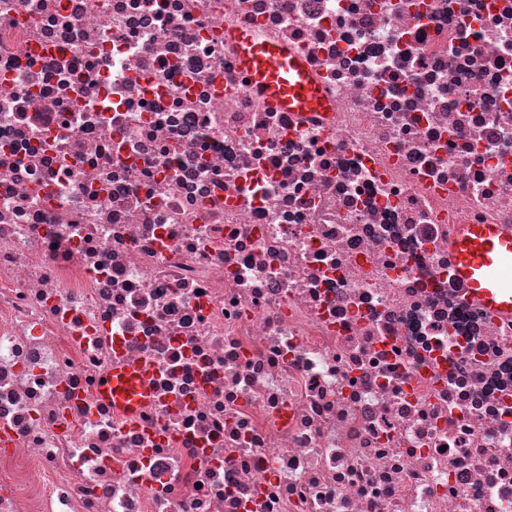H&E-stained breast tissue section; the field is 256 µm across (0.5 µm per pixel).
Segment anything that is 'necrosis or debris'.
Returning <instances> with one entry per match:
<instances>
[{
    "mask_svg": "<svg viewBox=\"0 0 512 512\" xmlns=\"http://www.w3.org/2000/svg\"><path fill=\"white\" fill-rule=\"evenodd\" d=\"M460 224L512 226V0H0V512H512ZM239 65L247 86L264 100L286 112H326L330 99L312 82L306 61L287 47L258 41L251 35L237 37ZM150 370L146 365L113 369L103 389L112 403L127 412L134 411L149 394Z\"/></svg>",
    "mask_w": 512,
    "mask_h": 512,
    "instance_id": "1",
    "label": "necrosis or debris"
}]
</instances>
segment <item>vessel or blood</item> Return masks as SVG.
Instances as JSON below:
<instances>
[{
  "label": "vessel or blood",
  "instance_id": "vessel-or-blood-1",
  "mask_svg": "<svg viewBox=\"0 0 512 512\" xmlns=\"http://www.w3.org/2000/svg\"><path fill=\"white\" fill-rule=\"evenodd\" d=\"M239 65L247 85L271 106L286 112H324L330 100L312 82L306 61L287 47L259 41L242 33L237 37ZM455 273L469 294L487 310L512 318V229L498 224H467L454 236ZM146 365L113 369L104 391L125 411H134L149 394Z\"/></svg>",
  "mask_w": 512,
  "mask_h": 512
}]
</instances>
